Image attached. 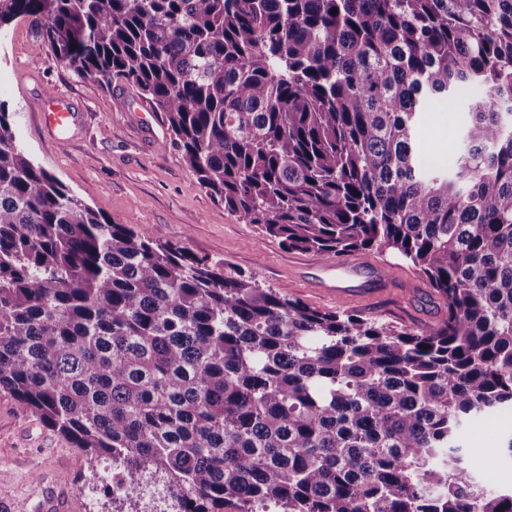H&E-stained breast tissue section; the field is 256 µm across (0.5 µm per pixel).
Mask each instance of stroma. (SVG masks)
<instances>
[{"instance_id":"1","label":"stroma","mask_w":512,"mask_h":512,"mask_svg":"<svg viewBox=\"0 0 512 512\" xmlns=\"http://www.w3.org/2000/svg\"><path fill=\"white\" fill-rule=\"evenodd\" d=\"M36 40V29L25 20L0 33V102L36 162L113 223L255 273L263 286L323 312L356 313L420 330L441 322L443 300L424 277L387 251L347 254L362 271L350 278L349 294H327L316 266L320 254L287 249L258 225L228 215L171 144L164 114L143 122L144 102L135 88L116 80L84 81L51 52H33ZM55 92L64 93L84 115L63 143L50 141L30 118ZM480 94L476 87L460 88L454 110L423 114L417 142L422 164L453 165L470 119L468 107ZM511 436L512 410L465 426L462 441L483 489L512 487V451L506 446ZM103 470L0 392V512H119Z\"/></svg>"}]
</instances>
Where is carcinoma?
<instances>
[{
  "instance_id": "obj_1",
  "label": "carcinoma",
  "mask_w": 512,
  "mask_h": 512,
  "mask_svg": "<svg viewBox=\"0 0 512 512\" xmlns=\"http://www.w3.org/2000/svg\"><path fill=\"white\" fill-rule=\"evenodd\" d=\"M18 19L163 113L230 216L329 261L390 250L446 313L320 312L114 224L0 103V391L180 512H512L460 446L512 407V0H0ZM462 86L455 165L424 167L420 118Z\"/></svg>"
}]
</instances>
